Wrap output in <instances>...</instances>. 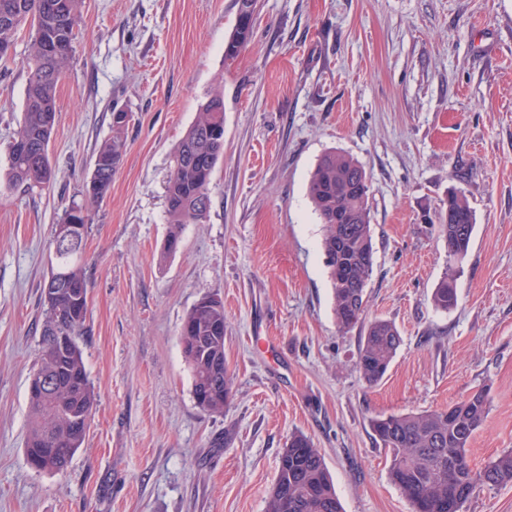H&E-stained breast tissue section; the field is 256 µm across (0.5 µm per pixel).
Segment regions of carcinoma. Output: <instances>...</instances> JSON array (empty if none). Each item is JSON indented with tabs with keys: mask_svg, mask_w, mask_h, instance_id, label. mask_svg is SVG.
<instances>
[{
	"mask_svg": "<svg viewBox=\"0 0 512 512\" xmlns=\"http://www.w3.org/2000/svg\"><path fill=\"white\" fill-rule=\"evenodd\" d=\"M83 0H0V20L29 25L31 39L26 63L27 86L23 120L16 136L19 149L8 148L9 181L16 185L47 184L52 178L48 144L56 122V88L71 51L57 53L56 43L72 45ZM254 28L238 23L227 39L234 53L224 54L231 66L250 43ZM128 119L112 118V138L95 156L86 182L84 200L72 201L55 225L53 244L61 247L44 279L41 351L33 377L44 381L28 388L30 423L26 440L27 464L38 470L61 472L85 442L95 393L76 341L84 328L88 288L84 268L88 233L87 202L103 199L112 186L125 154ZM224 126V92L214 90L201 105L173 155L165 186L169 233L166 250L177 251L181 229L203 218L209 209V185L224 155V140L213 135ZM308 195L325 225L323 248L332 282L334 314L345 331L364 323L366 288L374 266L370 228L369 176L352 157L328 152L315 166ZM437 224L448 243L449 261L463 259L476 227L466 197L448 195ZM207 304L192 307L180 332L183 354L193 376V395L202 409L224 414L233 378L224 366V303L204 295ZM435 308L446 311L457 304L456 282L444 274L432 293ZM61 333L68 345L59 349L53 336ZM401 345L397 327L376 319L366 325L357 356V368L369 383L380 380ZM489 401L477 390L462 401L431 412L390 415L374 419V437L391 456L389 474L412 506V512H465L466 504L485 486L512 483V449L504 450L476 468L468 447L489 414ZM265 512H342L320 449L302 433L288 440L279 457L277 476Z\"/></svg>",
	"mask_w": 512,
	"mask_h": 512,
	"instance_id": "carcinoma-1",
	"label": "carcinoma"
}]
</instances>
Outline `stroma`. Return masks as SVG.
I'll list each match as a JSON object with an SVG mask.
<instances>
[{
    "label": "stroma",
    "mask_w": 512,
    "mask_h": 512,
    "mask_svg": "<svg viewBox=\"0 0 512 512\" xmlns=\"http://www.w3.org/2000/svg\"><path fill=\"white\" fill-rule=\"evenodd\" d=\"M236 13V0H84L46 186L6 176L28 33L0 61V512H265L295 432L320 448L344 512H411L371 419L479 389L490 411L473 465L512 448V0H259L253 38L228 67ZM219 82L211 205L170 254L172 155ZM120 110L126 151L89 208L85 243L78 344L96 402L67 469L38 472L25 461L27 389L54 226ZM330 151L370 177L366 317L402 337L373 385L356 366L359 329L336 323L307 191ZM453 190L476 230L454 266L458 303L441 311L431 296L448 249L434 218ZM207 293L224 302L234 380L220 415L197 406L179 340Z\"/></svg>",
    "instance_id": "obj_1"
}]
</instances>
